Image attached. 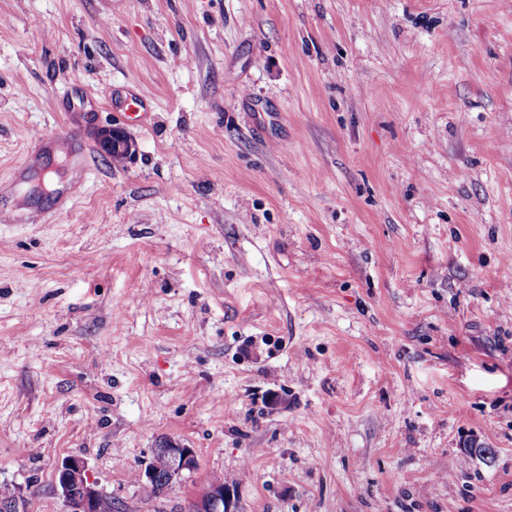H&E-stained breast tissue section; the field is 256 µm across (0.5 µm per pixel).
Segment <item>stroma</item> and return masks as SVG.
<instances>
[{"mask_svg":"<svg viewBox=\"0 0 512 512\" xmlns=\"http://www.w3.org/2000/svg\"><path fill=\"white\" fill-rule=\"evenodd\" d=\"M16 201L0 489L28 512L69 456L114 512L219 474L228 512H512V0H0ZM165 439L198 467L149 498ZM99 148L112 160H131L137 153L136 143L120 128H102L97 132Z\"/></svg>","mask_w":512,"mask_h":512,"instance_id":"1","label":"stroma"}]
</instances>
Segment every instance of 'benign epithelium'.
I'll return each instance as SVG.
<instances>
[{
	"instance_id": "benign-epithelium-1",
	"label": "benign epithelium",
	"mask_w": 512,
	"mask_h": 512,
	"mask_svg": "<svg viewBox=\"0 0 512 512\" xmlns=\"http://www.w3.org/2000/svg\"><path fill=\"white\" fill-rule=\"evenodd\" d=\"M97 141L99 148L114 160L127 161L137 153L136 143L120 128L98 130ZM158 456L165 461L164 470H159L154 461H149L137 474L139 484H158L165 490L184 472L193 471L198 466L193 449L171 439L154 449L153 457ZM87 471L86 460L78 456H69L56 466L54 483L63 512H102L107 496L91 485ZM226 493L223 484H208L192 502L191 512H227ZM26 504L23 494L0 490V512H26Z\"/></svg>"
}]
</instances>
